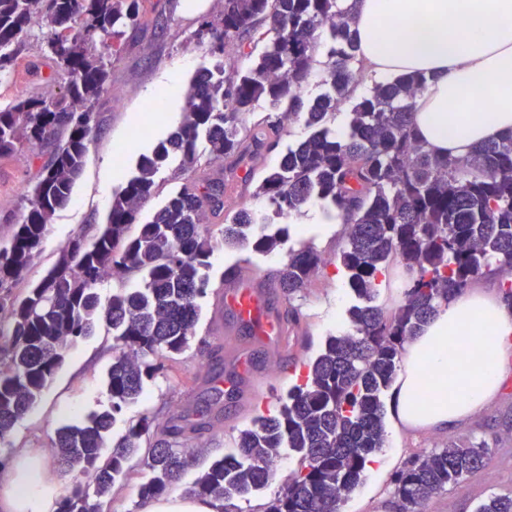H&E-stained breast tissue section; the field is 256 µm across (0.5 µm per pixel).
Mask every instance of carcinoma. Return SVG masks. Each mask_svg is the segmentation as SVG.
Listing matches in <instances>:
<instances>
[{"label": "carcinoma", "instance_id": "carcinoma-1", "mask_svg": "<svg viewBox=\"0 0 512 512\" xmlns=\"http://www.w3.org/2000/svg\"><path fill=\"white\" fill-rule=\"evenodd\" d=\"M0 0V75L12 74L25 51L22 33L37 17L48 27L46 57L64 76V91L34 92L0 107V159L26 146L51 141V156L28 195L23 221L0 243V310H8L9 340L0 345V440L32 407L63 361L68 346L104 321L113 333L107 392L112 411L86 425L57 431L51 452L71 477L59 512H102L103 500L124 473L131 456L144 453L152 476L138 487L146 502L170 492L204 448L185 447L193 424L143 417L113 447L107 434L114 413L138 397L144 381L162 368L159 354L179 355L198 320L197 299L206 290L204 270L214 249L209 226L222 224L221 170L181 180L150 219L140 223L143 205L157 192L155 177L167 164L195 166L199 144L211 160L231 171L260 174L254 196L275 215L291 219L310 200L329 204L344 226L340 263L355 296L368 301L351 309L348 331L331 336L309 366L305 382L292 390L277 414L240 432L236 451L213 460L191 492L223 502L269 483L276 449L301 454L299 468L264 512H337L360 485L371 456L384 445L381 393L397 378L404 344L457 289L490 273L501 278L512 307V132L459 159L431 154L414 131L412 110L427 79L409 74L377 83L358 100L347 134L338 138L327 123L337 99L307 104L300 92L309 79L318 32L336 39L326 80L347 99L361 69L346 0H219L216 19L205 22L218 34L214 48L233 47L245 68L224 61L192 77L185 119L150 155L137 175L115 192L106 222L91 239L79 235L56 264L18 300L14 286L38 254L48 224L65 206L82 172L88 143L100 125L95 104L112 89V56L126 29L140 25L143 0ZM261 100L271 113L243 130L244 117ZM306 116L318 126L305 140L266 166L286 132V121ZM268 217L241 209L224 227V243L253 232L252 249L270 253L287 228L268 229ZM395 261L407 280L402 300L388 309L376 300L382 278ZM322 256L310 245L288 254L276 286L291 295L304 288ZM132 278L144 287L128 290ZM118 285L102 305L96 285ZM152 437L148 448L140 440ZM479 444L450 445L418 456L399 471L394 493L408 512H420L433 496L459 486L486 467ZM90 478L94 496L83 479ZM477 512H512V495L493 494Z\"/></svg>", "mask_w": 512, "mask_h": 512}]
</instances>
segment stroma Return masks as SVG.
Instances as JSON below:
<instances>
[{
	"instance_id": "obj_1",
	"label": "stroma",
	"mask_w": 512,
	"mask_h": 512,
	"mask_svg": "<svg viewBox=\"0 0 512 512\" xmlns=\"http://www.w3.org/2000/svg\"><path fill=\"white\" fill-rule=\"evenodd\" d=\"M201 4V9L192 13L187 0H146L141 25L127 30L112 63V89L96 105L101 125L89 145L83 171L68 203L53 216L38 257L16 289L18 295H25L27 285L39 281L53 267L73 238L93 233L96 225L105 222L111 205L102 201L100 188L110 164H117L124 177H131L141 156L151 153L170 135L168 123L153 121L148 95L162 89L172 75L179 79L180 95L171 110L176 120H183V94L191 78L215 59L210 43H198L195 33L202 22L216 15L218 0H201ZM135 112L153 121L149 133L139 139L129 122ZM49 157V146L38 145L0 160V241L7 240L14 225L21 223L26 192ZM326 208V203L314 200L297 217L272 218L273 227L286 228L287 234L275 251L266 254L225 246L221 225L212 226L215 247L207 272L209 285L198 300L195 334L181 355L164 360L163 370L145 381L136 400L113 412L109 444L119 442L129 425L142 416L181 415L205 424L189 437V444H203L208 457H220L235 450L240 431L252 427L258 417L278 413L290 390L300 383L307 364L321 353L326 339L349 326V311L357 303L339 262L345 245L342 231L311 237L299 231L300 225L312 222L315 211ZM306 243L320 252L326 263L306 288L284 296L274 288L271 278L289 252ZM233 267L240 270L239 282L266 294L271 311L285 314L298 310L300 321L288 349L255 336L230 309L221 306L218 292L225 271ZM112 340L111 330L101 322L90 335L77 339L41 397L0 441L1 464L9 462L14 450L22 447L44 456L48 467L58 470L57 460L49 453L57 429L112 412L106 387L112 357L103 351ZM385 430L378 464L367 469L362 484L340 504L339 512H406L393 490L395 472L419 453L465 440L487 448L486 469L432 497L423 512H475L477 504L491 494L512 492V377L503 381L485 410L448 431L410 429L390 419ZM280 458L282 469L265 487L236 499L237 512H262L280 491L297 469L300 456L284 448ZM150 476L141 457L130 459L126 474L117 479L105 500L103 512H141L143 504L137 490Z\"/></svg>"
}]
</instances>
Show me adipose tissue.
I'll return each mask as SVG.
<instances>
[{
    "label": "adipose tissue",
    "instance_id": "1",
    "mask_svg": "<svg viewBox=\"0 0 512 512\" xmlns=\"http://www.w3.org/2000/svg\"><path fill=\"white\" fill-rule=\"evenodd\" d=\"M350 2L364 72L426 76L411 120L429 151L464 158L512 132V0ZM511 372L512 309L493 286L463 289L405 343L391 413L447 430L484 409ZM65 483L16 449L0 466V512H57Z\"/></svg>",
    "mask_w": 512,
    "mask_h": 512
}]
</instances>
